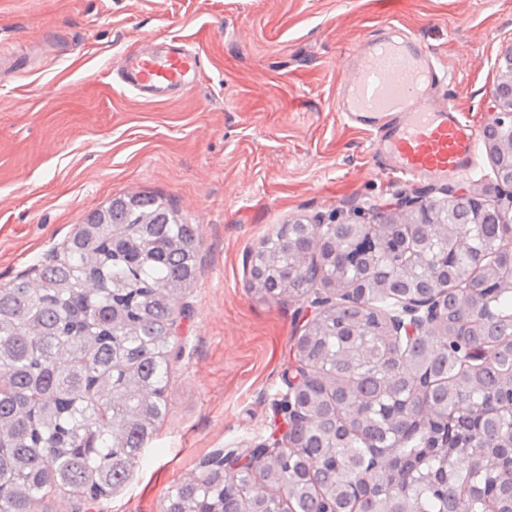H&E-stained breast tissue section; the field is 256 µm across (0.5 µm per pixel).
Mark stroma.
<instances>
[{
	"label": "stroma",
	"mask_w": 512,
	"mask_h": 512,
	"mask_svg": "<svg viewBox=\"0 0 512 512\" xmlns=\"http://www.w3.org/2000/svg\"><path fill=\"white\" fill-rule=\"evenodd\" d=\"M385 23L437 54L457 105L485 129L512 0H0V287L36 276L120 194L169 200L200 227L168 415L97 512H163L203 457L269 437L303 306L249 292V252L277 225L352 220L415 190L336 110L344 57ZM145 37L200 53L191 92L146 102L113 78Z\"/></svg>",
	"instance_id": "35a3bbf8"
}]
</instances>
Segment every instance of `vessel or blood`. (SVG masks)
Segmentation results:
<instances>
[{
  "label": "vessel or blood",
  "instance_id": "obj_1",
  "mask_svg": "<svg viewBox=\"0 0 512 512\" xmlns=\"http://www.w3.org/2000/svg\"><path fill=\"white\" fill-rule=\"evenodd\" d=\"M122 82L146 99L192 90L202 74L199 53L178 40L166 50L139 41L115 62ZM453 76L410 33L388 26L355 49L337 89V110L369 128L387 170L412 180L474 173L479 131L465 120L448 88Z\"/></svg>",
  "mask_w": 512,
  "mask_h": 512
}]
</instances>
